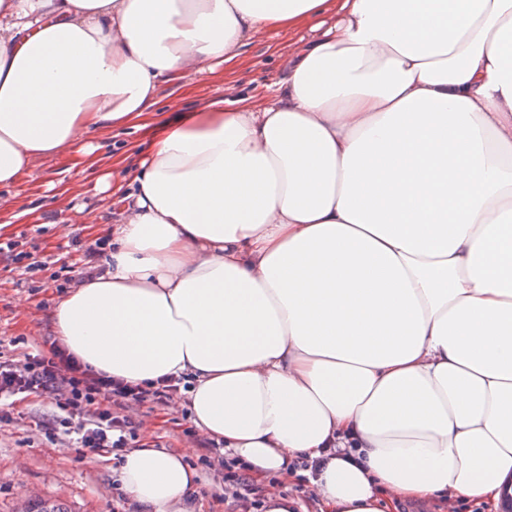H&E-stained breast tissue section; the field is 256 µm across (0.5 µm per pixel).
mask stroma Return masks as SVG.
<instances>
[{"label": "stroma", "mask_w": 512, "mask_h": 512, "mask_svg": "<svg viewBox=\"0 0 512 512\" xmlns=\"http://www.w3.org/2000/svg\"><path fill=\"white\" fill-rule=\"evenodd\" d=\"M310 35L303 26L243 40L235 59L219 67L213 78L166 81L149 109L148 126L89 134L97 147L98 165L77 167V156L70 150L46 159L33 178L11 189L0 206V242H16L18 250L40 262L41 268L29 275L22 264L0 259V358L21 359L23 350L14 343L18 337L38 346L53 341L57 300L82 279L86 249L107 238L122 206L120 194L99 193L100 178L116 165L134 168L148 147L154 125L223 94L225 85H234L240 96L262 105L287 78L283 58L299 38ZM74 206L84 209L82 223L66 221ZM29 209L40 215V222L26 218ZM15 410L13 420L0 424V512H15L34 495L59 500L69 512H153L124 498L119 457L84 452L63 436L53 443L46 440L39 423L54 410L49 398L30 395ZM132 416L138 436H150L160 448L174 452L196 443L195 436L184 433L191 419L183 399H173L161 408L144 405L135 408ZM186 463L195 478L175 504V512H240L238 506L222 503L224 482L218 471L194 455Z\"/></svg>", "instance_id": "obj_1"}]
</instances>
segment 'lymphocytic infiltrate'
<instances>
[{
	"label": "lymphocytic infiltrate",
	"instance_id": "1",
	"mask_svg": "<svg viewBox=\"0 0 512 512\" xmlns=\"http://www.w3.org/2000/svg\"><path fill=\"white\" fill-rule=\"evenodd\" d=\"M184 384L170 377L130 383L88 368L65 346L51 342L49 350L25 354L20 361H0V402L21 395L53 394L55 412L42 420L47 437L71 436L89 452L124 451L136 439L129 414L141 405H166Z\"/></svg>",
	"mask_w": 512,
	"mask_h": 512
}]
</instances>
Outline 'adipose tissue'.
Returning <instances> with one entry per match:
<instances>
[{"mask_svg": "<svg viewBox=\"0 0 512 512\" xmlns=\"http://www.w3.org/2000/svg\"><path fill=\"white\" fill-rule=\"evenodd\" d=\"M335 13L263 106L228 92L158 125L102 190L100 275L56 304L81 362L185 377L192 422L253 480L317 460L320 512L512 501V0H0V189L161 82ZM191 448L123 459L180 501Z\"/></svg>", "mask_w": 512, "mask_h": 512, "instance_id": "ef3b65f1", "label": "adipose tissue"}]
</instances>
